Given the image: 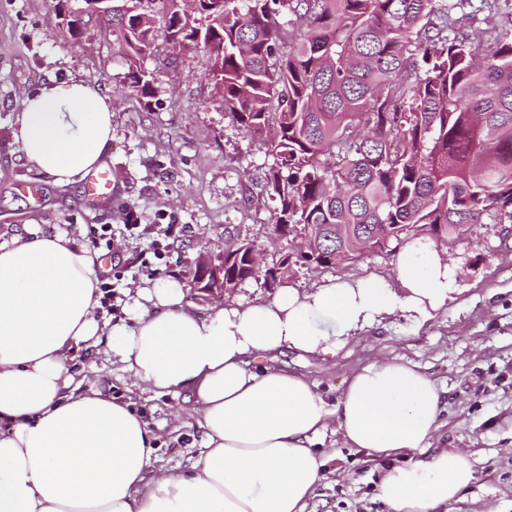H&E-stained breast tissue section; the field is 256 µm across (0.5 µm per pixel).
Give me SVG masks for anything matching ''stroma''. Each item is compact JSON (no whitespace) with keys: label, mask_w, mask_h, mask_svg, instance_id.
<instances>
[{"label":"stroma","mask_w":512,"mask_h":512,"mask_svg":"<svg viewBox=\"0 0 512 512\" xmlns=\"http://www.w3.org/2000/svg\"><path fill=\"white\" fill-rule=\"evenodd\" d=\"M52 10L53 0H0V242L35 224L108 256L98 279L112 283L103 314L114 324L128 320L130 288L156 278L180 280L187 301L209 313L211 300L189 288L195 261L203 253L220 259L225 247L240 242L250 243L269 267L291 256L287 281L300 288L331 277L395 280L397 243L329 267L294 260L295 242L274 233V205L264 190L274 159L226 114L209 77L208 52L175 53L157 41L142 62L155 73L144 98L122 89L129 63L111 31L93 22L80 39L64 37ZM72 77L97 84L112 99L106 162L117 197L105 211L85 207L82 176L58 185L30 169L15 139L21 100L48 80ZM100 230L110 245L93 246ZM436 246L455 267L461 291L434 319L418 323L398 312L364 327L335 357L289 350L278 364L304 375L331 404L345 380L373 360L419 365L447 401L434 446L469 454L476 470L474 484L448 512H512V223L486 216ZM74 375L133 402L158 438L159 466H187L201 451L204 435L184 396L133 386L120 364L91 348L76 357ZM316 447L326 464L306 512H388L377 496L382 474L416 459L410 452L389 459L349 447L333 420Z\"/></svg>","instance_id":"stroma-1"}]
</instances>
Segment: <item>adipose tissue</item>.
Masks as SVG:
<instances>
[{
    "mask_svg": "<svg viewBox=\"0 0 512 512\" xmlns=\"http://www.w3.org/2000/svg\"><path fill=\"white\" fill-rule=\"evenodd\" d=\"M15 138L28 166L69 183L104 163L112 102L83 80L48 81L21 101ZM97 283L89 251L66 234L29 227L0 243V512H305L325 464L312 446L331 418L350 447L418 453L380 479L392 512H437L475 481L470 456L431 445L445 402L419 366L369 362L331 406L275 365L287 350L335 355L399 310L424 322L446 309L457 274L430 240L405 243L395 282L284 285L203 316L181 283L145 281L130 327L100 316ZM91 342L134 384L188 392L206 438L188 467L157 466L156 437L130 403L74 384L72 361Z\"/></svg>",
    "mask_w": 512,
    "mask_h": 512,
    "instance_id": "1",
    "label": "adipose tissue"
}]
</instances>
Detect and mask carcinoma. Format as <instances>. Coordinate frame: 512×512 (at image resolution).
<instances>
[{"label": "carcinoma", "instance_id": "1", "mask_svg": "<svg viewBox=\"0 0 512 512\" xmlns=\"http://www.w3.org/2000/svg\"><path fill=\"white\" fill-rule=\"evenodd\" d=\"M162 2V10L153 8ZM509 0H112L131 61L158 37L202 48L233 122L274 157L265 192L275 232L309 225L316 248L359 258L376 225L442 237L485 215L512 222ZM499 17L482 28L478 14ZM255 278L250 249L224 252L227 287Z\"/></svg>", "mask_w": 512, "mask_h": 512}]
</instances>
